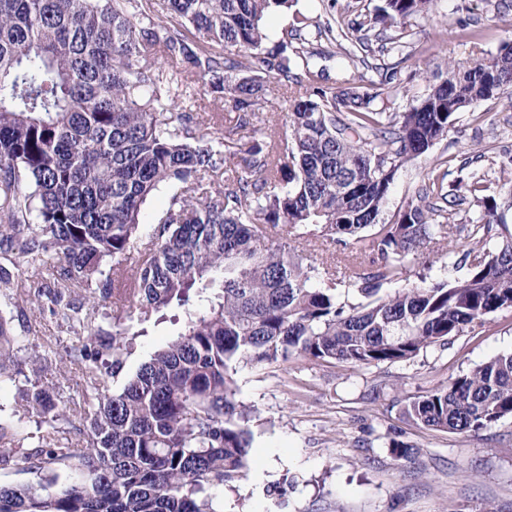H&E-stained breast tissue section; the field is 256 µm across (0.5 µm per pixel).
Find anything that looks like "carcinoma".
I'll use <instances>...</instances> for the list:
<instances>
[{
	"instance_id": "carcinoma-1",
	"label": "carcinoma",
	"mask_w": 512,
	"mask_h": 512,
	"mask_svg": "<svg viewBox=\"0 0 512 512\" xmlns=\"http://www.w3.org/2000/svg\"><path fill=\"white\" fill-rule=\"evenodd\" d=\"M431 5L385 0L357 14L338 28L340 56L356 57L342 41L366 51L376 25L395 27ZM292 6L167 0L173 22L162 25L137 0H0V378H12L25 349L11 315L21 303L47 307L76 335L59 363L84 371L68 408L49 385L22 392L47 426L35 444L0 419V463L45 472L35 485L0 486V512H215L217 492L243 477L252 442L237 366L294 353L362 366L407 360L512 309V199L489 193L479 170L449 190L445 176L430 178L393 221H380L404 162L447 136L459 112L512 92V44L486 61L449 64L417 103L383 112L376 91L319 85L323 51L288 49L311 26L332 32L330 23L295 11L265 48V18ZM271 77L288 94V135L243 143L237 129L263 122ZM201 93L231 106L219 136L194 113ZM163 183L178 190L143 239L141 206ZM461 212L465 273L410 281L408 260L448 238ZM290 236L357 244L348 279ZM136 243L131 270H105ZM24 264L48 272L35 295ZM390 284L398 289L384 293ZM351 292L354 303L342 299ZM101 298L113 299L106 327L96 318ZM173 302L184 331L109 391L103 353L117 373L140 335L134 326ZM407 412L456 434L512 416V353Z\"/></svg>"
}]
</instances>
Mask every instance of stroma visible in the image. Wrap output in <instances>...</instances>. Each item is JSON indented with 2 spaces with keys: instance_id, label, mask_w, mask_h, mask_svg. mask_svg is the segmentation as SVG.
I'll list each match as a JSON object with an SVG mask.
<instances>
[{
  "instance_id": "1",
  "label": "stroma",
  "mask_w": 512,
  "mask_h": 512,
  "mask_svg": "<svg viewBox=\"0 0 512 512\" xmlns=\"http://www.w3.org/2000/svg\"><path fill=\"white\" fill-rule=\"evenodd\" d=\"M382 0H297V10L340 25L353 13L375 12ZM480 41H472L471 31ZM512 42V8L497 0H434L429 12L409 18L400 42L373 39L363 61L330 63L327 86L342 81L369 86L381 69L379 108L399 112L445 76L448 63L490 58ZM479 157L491 192L507 196L512 177V97L482 101L460 112L448 135L395 175L383 220L434 172L449 183ZM459 233L424 245L412 275L435 283L455 276ZM26 345L55 357L75 343L73 333L48 311L30 305L14 313ZM179 323L149 326L107 377L118 391L155 351L175 339ZM512 352V310L475 322L448 345L422 349L409 360L378 366L316 362L295 354L288 362L239 365L237 400L252 407L249 467L234 486L219 492V512H512V417L489 429L454 434L423 426L408 405L448 380L491 358ZM409 448L397 457L393 443Z\"/></svg>"
}]
</instances>
